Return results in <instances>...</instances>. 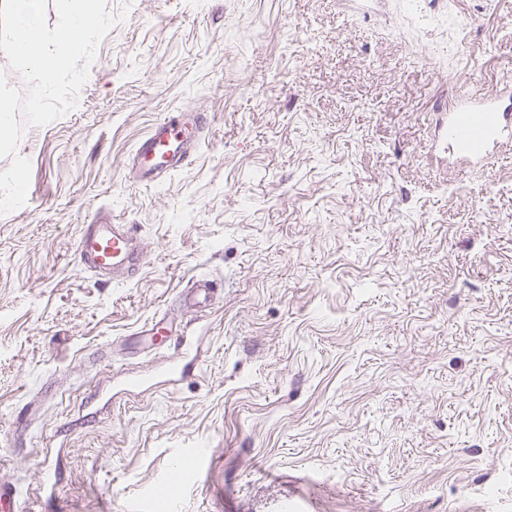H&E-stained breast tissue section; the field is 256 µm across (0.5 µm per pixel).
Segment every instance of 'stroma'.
I'll return each instance as SVG.
<instances>
[{
	"label": "stroma",
	"instance_id": "obj_1",
	"mask_svg": "<svg viewBox=\"0 0 512 512\" xmlns=\"http://www.w3.org/2000/svg\"><path fill=\"white\" fill-rule=\"evenodd\" d=\"M106 8L0 215L22 512H153L176 472L173 512H512V145L484 170L432 147L446 104L512 79V0ZM184 111L211 119L191 164L139 182L136 142ZM95 215L134 225L135 278L79 265ZM165 316L183 341L149 350ZM187 292L181 291L178 298L184 306H195L210 299L218 290L213 281H198Z\"/></svg>",
	"mask_w": 512,
	"mask_h": 512
}]
</instances>
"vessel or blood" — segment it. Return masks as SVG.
Wrapping results in <instances>:
<instances>
[{
	"instance_id": "obj_1",
	"label": "vessel or blood",
	"mask_w": 512,
	"mask_h": 512,
	"mask_svg": "<svg viewBox=\"0 0 512 512\" xmlns=\"http://www.w3.org/2000/svg\"><path fill=\"white\" fill-rule=\"evenodd\" d=\"M208 126V118L201 112L159 120L134 149L137 175L149 182L184 167ZM511 142L512 88L449 103L438 128V145L453 146L466 162L476 166L490 164L497 149ZM76 251L85 269L109 271L118 277L134 274L144 260L131 225L102 220L83 225ZM216 291L214 282L199 281L178 298L184 305L195 306Z\"/></svg>"
}]
</instances>
